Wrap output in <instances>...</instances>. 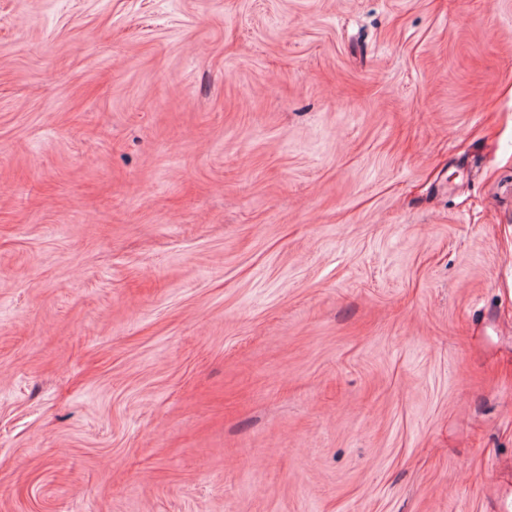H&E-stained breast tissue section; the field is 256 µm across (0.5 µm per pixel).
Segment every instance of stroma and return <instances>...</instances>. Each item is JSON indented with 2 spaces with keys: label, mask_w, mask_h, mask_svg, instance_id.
Returning a JSON list of instances; mask_svg holds the SVG:
<instances>
[{
  "label": "stroma",
  "mask_w": 512,
  "mask_h": 512,
  "mask_svg": "<svg viewBox=\"0 0 512 512\" xmlns=\"http://www.w3.org/2000/svg\"><path fill=\"white\" fill-rule=\"evenodd\" d=\"M512 0H0V512H503Z\"/></svg>",
  "instance_id": "stroma-1"
}]
</instances>
